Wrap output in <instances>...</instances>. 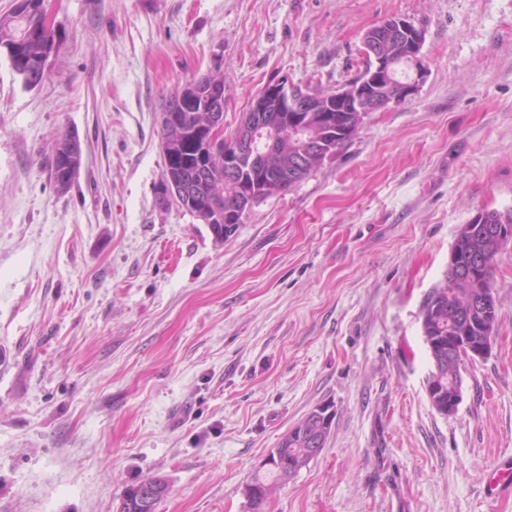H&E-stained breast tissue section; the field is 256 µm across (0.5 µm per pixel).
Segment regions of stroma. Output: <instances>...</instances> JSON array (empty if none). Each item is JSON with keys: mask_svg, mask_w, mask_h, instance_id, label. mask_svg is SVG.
Returning <instances> with one entry per match:
<instances>
[{"mask_svg": "<svg viewBox=\"0 0 512 512\" xmlns=\"http://www.w3.org/2000/svg\"><path fill=\"white\" fill-rule=\"evenodd\" d=\"M26 89L0 54V512H252L242 488L320 404L321 452L261 512H512V242L491 354L439 414L421 309L456 228L512 211V0H50ZM405 17L428 76L215 241L160 202L159 103L224 76V131L288 76L336 87ZM80 176L50 179L59 132ZM81 156L79 140L67 131L61 132L53 145L50 162V178L59 194H66L74 185L81 167ZM62 158H68L74 163L69 172H65L60 167Z\"/></svg>", "mask_w": 512, "mask_h": 512, "instance_id": "1", "label": "stroma"}]
</instances>
